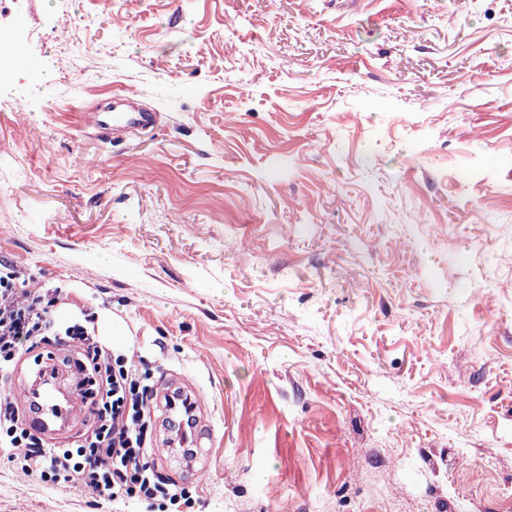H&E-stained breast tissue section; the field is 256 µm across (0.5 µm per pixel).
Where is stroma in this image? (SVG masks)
Wrapping results in <instances>:
<instances>
[{
	"instance_id": "1",
	"label": "stroma",
	"mask_w": 512,
	"mask_h": 512,
	"mask_svg": "<svg viewBox=\"0 0 512 512\" xmlns=\"http://www.w3.org/2000/svg\"><path fill=\"white\" fill-rule=\"evenodd\" d=\"M0 264L198 389L180 512H512V0H0ZM139 94L159 126L88 113ZM0 512H145L0 458ZM112 101V107L93 117L92 126L100 136L112 138L119 132L155 127L158 122L156 112L140 110L130 105L137 98L135 94H125Z\"/></svg>"
}]
</instances>
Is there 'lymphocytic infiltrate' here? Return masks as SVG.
<instances>
[{"instance_id":"lymphocytic-infiltrate-1","label":"lymphocytic infiltrate","mask_w":512,"mask_h":512,"mask_svg":"<svg viewBox=\"0 0 512 512\" xmlns=\"http://www.w3.org/2000/svg\"><path fill=\"white\" fill-rule=\"evenodd\" d=\"M22 273L0 271V382L8 380L19 356L42 344H65L76 353L75 389L90 425L66 447L49 443L31 429L13 395L0 394V452L25 475L46 482L77 480L89 495L151 503L157 497L178 504L147 453V427L155 392L141 382L140 362L113 354L84 326L60 330L59 297L20 285Z\"/></svg>"}]
</instances>
